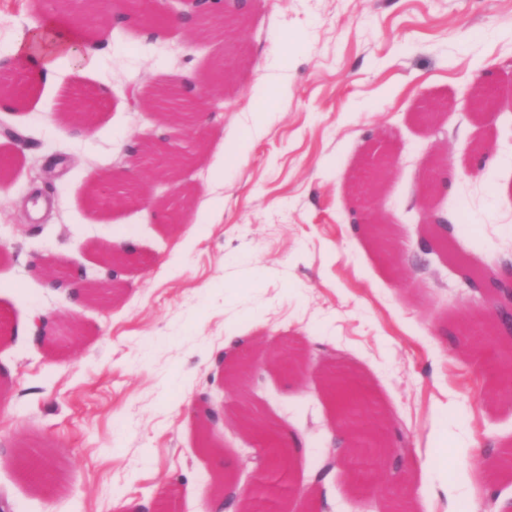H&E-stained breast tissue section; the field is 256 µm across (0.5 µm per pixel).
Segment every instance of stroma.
<instances>
[{
    "label": "stroma",
    "instance_id": "obj_1",
    "mask_svg": "<svg viewBox=\"0 0 512 512\" xmlns=\"http://www.w3.org/2000/svg\"><path fill=\"white\" fill-rule=\"evenodd\" d=\"M56 2L0 0V53L13 54ZM243 27L192 34L168 23L149 40L128 23L61 57L52 77L0 69V84L27 89L21 106L0 108V122L26 136H0V396L11 401L0 413V512H116L118 499L126 512H214L213 474L243 492L252 480L242 463L252 439L233 423L212 427L214 454L198 450L208 409L234 399L224 368L241 359L254 366L245 388L255 407L297 441L290 512H425L415 495L423 461L434 512H512V470L501 465L512 455V386L462 326L493 307L467 268L487 283L512 264V0H251ZM88 52L97 67L85 73ZM227 56L234 72L201 141L186 143L190 163L151 184L152 204L93 206L92 177L123 183L135 170L127 145L173 120L128 87L149 99L170 84L202 87ZM489 70L498 106L478 119L469 93ZM262 83L285 92L225 164ZM77 97L96 110L90 128L65 115ZM426 112L445 145L429 136ZM383 155L395 160L383 205L398 260L419 252L423 176L447 159L431 204L456 218L434 234L457 261L436 250L398 276L369 245L350 184ZM487 155L494 164L477 170ZM172 191L179 224L158 205ZM129 236V262L102 300L29 272L38 257L96 272ZM39 314L57 345L25 337ZM284 348L302 354L303 373L271 366ZM328 370L365 386L383 443L408 451L400 465L380 456L379 488L366 497L342 468H324L342 439ZM30 455L51 462L49 483L19 466ZM484 474L492 481L477 502L465 479Z\"/></svg>",
    "mask_w": 512,
    "mask_h": 512
}]
</instances>
